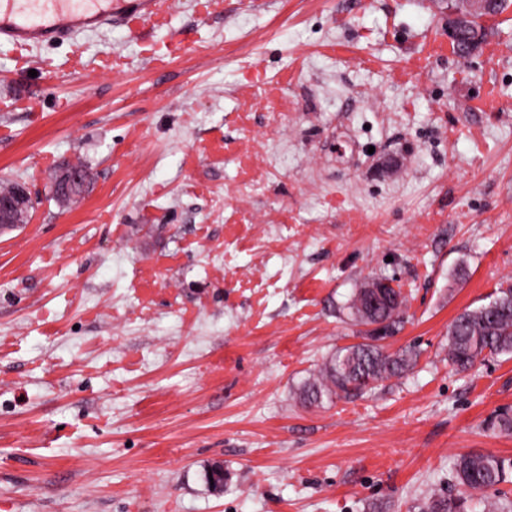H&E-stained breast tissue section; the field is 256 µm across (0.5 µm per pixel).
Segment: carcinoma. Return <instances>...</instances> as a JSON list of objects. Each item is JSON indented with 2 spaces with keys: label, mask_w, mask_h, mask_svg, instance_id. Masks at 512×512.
<instances>
[{
  "label": "carcinoma",
  "mask_w": 512,
  "mask_h": 512,
  "mask_svg": "<svg viewBox=\"0 0 512 512\" xmlns=\"http://www.w3.org/2000/svg\"><path fill=\"white\" fill-rule=\"evenodd\" d=\"M484 13H475L455 51L464 58L469 46L479 48L486 40V28L478 23ZM406 297L401 288L387 289V302L373 311L362 308V298L356 292L348 304L352 319L370 326L384 324L386 336L369 334V342L340 348L329 357L317 373L304 381L299 399L305 405H315L323 397L354 396L380 381L400 377L412 370L419 352L408 347L389 352L381 344L385 337L397 334L405 323ZM492 355H512V284L499 288L486 304L466 309L448 325V363L457 372L470 371L477 362ZM458 483L469 491H482L507 481L503 462L490 454L468 453L455 465ZM429 512H463L462 500H435Z\"/></svg>",
  "instance_id": "cac0c4a2"
}]
</instances>
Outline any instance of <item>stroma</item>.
<instances>
[{"label":"stroma","mask_w":512,"mask_h":512,"mask_svg":"<svg viewBox=\"0 0 512 512\" xmlns=\"http://www.w3.org/2000/svg\"><path fill=\"white\" fill-rule=\"evenodd\" d=\"M483 23L462 59L444 0H169L0 46V178L34 197L0 234V504L425 512L479 452L509 477L465 512H512V357L448 364L450 322L512 279V8ZM378 276L416 366L304 406Z\"/></svg>","instance_id":"obj_1"}]
</instances>
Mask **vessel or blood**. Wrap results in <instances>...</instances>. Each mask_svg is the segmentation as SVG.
<instances>
[{
    "label": "vessel or blood",
    "mask_w": 512,
    "mask_h": 512,
    "mask_svg": "<svg viewBox=\"0 0 512 512\" xmlns=\"http://www.w3.org/2000/svg\"><path fill=\"white\" fill-rule=\"evenodd\" d=\"M166 7V0H0V45L27 50L130 15L152 17Z\"/></svg>",
    "instance_id": "obj_1"
}]
</instances>
